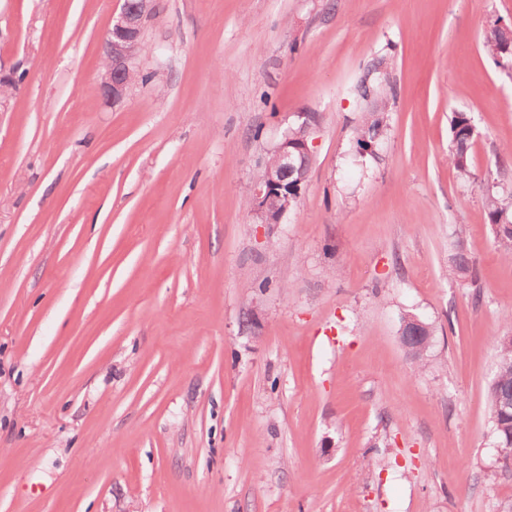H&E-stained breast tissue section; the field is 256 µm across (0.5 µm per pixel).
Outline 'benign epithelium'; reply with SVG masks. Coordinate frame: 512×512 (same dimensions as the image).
<instances>
[{"instance_id":"obj_1","label":"benign epithelium","mask_w":512,"mask_h":512,"mask_svg":"<svg viewBox=\"0 0 512 512\" xmlns=\"http://www.w3.org/2000/svg\"><path fill=\"white\" fill-rule=\"evenodd\" d=\"M156 8V0H123L120 12L112 17L104 39V73L98 85L104 100L119 102L130 90L135 60L142 49L144 24ZM274 153L275 166L267 168L265 175L251 186L257 214L264 224L280 223L291 208L290 200L300 197L302 180L294 176L299 172L297 159L309 153L308 142L285 134ZM425 329L420 321L411 322L400 333L401 345L407 350L425 346L430 340L424 335Z\"/></svg>"}]
</instances>
